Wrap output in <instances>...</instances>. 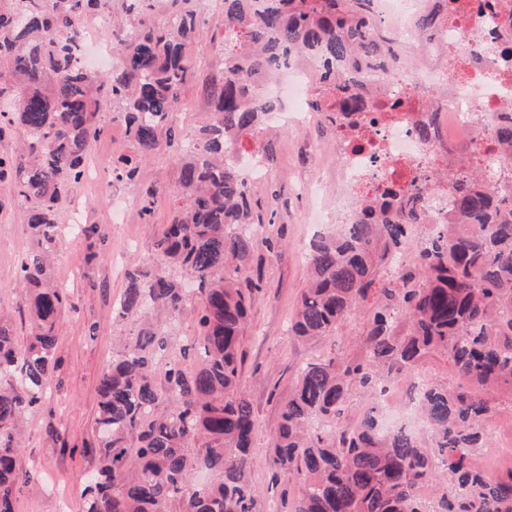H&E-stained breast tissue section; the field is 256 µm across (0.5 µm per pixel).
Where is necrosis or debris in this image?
<instances>
[{"label": "necrosis or debris", "mask_w": 512, "mask_h": 512, "mask_svg": "<svg viewBox=\"0 0 512 512\" xmlns=\"http://www.w3.org/2000/svg\"><path fill=\"white\" fill-rule=\"evenodd\" d=\"M492 0H371L366 24L386 36L380 53L359 61L352 90L370 110L354 128L330 124L328 142L340 159L335 195L324 202L336 221H353L350 204L378 199L393 186L394 206L416 199L429 223L448 221V184L419 194L424 178L449 161L476 162L482 182L512 191V168L502 162L495 127L512 117V10ZM430 16L433 32L420 39L416 20ZM314 59L292 63L266 82L287 101L285 128L329 122L307 106L315 89Z\"/></svg>", "instance_id": "necrosis-or-debris-1"}]
</instances>
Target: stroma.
Returning <instances> with one entry per match:
<instances>
[{"label":"stroma","mask_w":512,"mask_h":512,"mask_svg":"<svg viewBox=\"0 0 512 512\" xmlns=\"http://www.w3.org/2000/svg\"><path fill=\"white\" fill-rule=\"evenodd\" d=\"M221 13L220 0H205L206 33L190 51L198 78L185 89L181 109L175 115L177 124L187 132L204 122L208 110L199 78L207 64L228 48L223 29L216 25ZM115 113L111 102L102 103L100 118L105 132L91 144L89 170L102 171L113 155L130 148ZM325 143L318 128L285 132L264 126L244 139L249 156L261 161L267 170L266 181L254 187L256 210L262 216H273L271 231L281 235L283 242L280 253L262 267V289L255 297L243 338L239 378V387L251 400L259 426L251 474L259 512H277L280 503L292 499L296 492L287 477L277 476L268 452L278 403L287 397L294 371L332 350L341 355L351 353L365 323L364 317L352 318L335 336L317 343L301 342L288 334V323L308 281L304 254L318 230L307 221L310 196L296 193L295 187L302 180H335V156L312 158L305 152L306 146L321 148ZM147 177L161 189L151 223H144L134 205L125 224L117 229L112 226L111 197L97 195L91 184L79 186L87 201L89 223L108 229L110 245L96 264L89 266L83 260V238L64 236L58 240L54 277L61 287L69 289L72 300L58 319V366L51 374V387L40 405L26 415L19 435L16 512H66L78 507L82 478L95 466L91 446L95 441L97 385L124 334L123 327L114 322L124 273L129 266L150 264L154 240L163 224L170 222L175 203L177 169L171 158L161 155L152 159ZM29 246L25 218L11 205L7 181H0V318L12 325L21 344L27 340L29 319L20 301L14 266Z\"/></svg>","instance_id":"1"}]
</instances>
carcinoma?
Listing matches in <instances>:
<instances>
[{
  "instance_id": "1",
  "label": "carcinoma",
  "mask_w": 512,
  "mask_h": 512,
  "mask_svg": "<svg viewBox=\"0 0 512 512\" xmlns=\"http://www.w3.org/2000/svg\"><path fill=\"white\" fill-rule=\"evenodd\" d=\"M167 17L148 18L152 0H122L132 20L118 29L119 62L100 74L81 67L84 18L111 0H0V138L16 131L19 150L0 155V176L25 216L31 245L17 264L30 316L28 341L0 322V512H15L20 481L17 432L39 403L56 364L58 314L66 289L52 281L59 215L87 169L92 141L104 133L100 100L121 106L133 150L112 157V181L141 182L146 161L183 147L174 194L178 207L153 243L150 268L125 273L116 318L130 329L101 374L95 419L97 465L80 512H256L250 480L256 418L239 389L241 343L261 289L247 266L278 243L254 218L252 185L228 145L274 116L280 103L258 79L315 50L322 56L309 105L330 110L346 87L340 68L372 56L378 40L364 23L370 0H224L230 49L202 81L207 122L182 135L172 112L194 79L188 52L203 33L202 0H168ZM495 137L512 163V118ZM448 178L452 218L420 241L415 273L382 274L426 224L412 204L391 210L356 203L358 220L320 235L306 263L309 281L288 333L315 341L370 308L359 350L300 365L282 401L270 456L291 478L289 512H512V469L489 473L473 460L489 447L486 426L497 404L512 402V196L468 174ZM158 189L140 194L150 221ZM85 259L108 243L98 224H79ZM197 307L190 345L167 351L172 323ZM439 356L472 382L427 384L415 402L427 436L382 434L375 421L349 423L351 398H373L394 379L411 381Z\"/></svg>"
}]
</instances>
